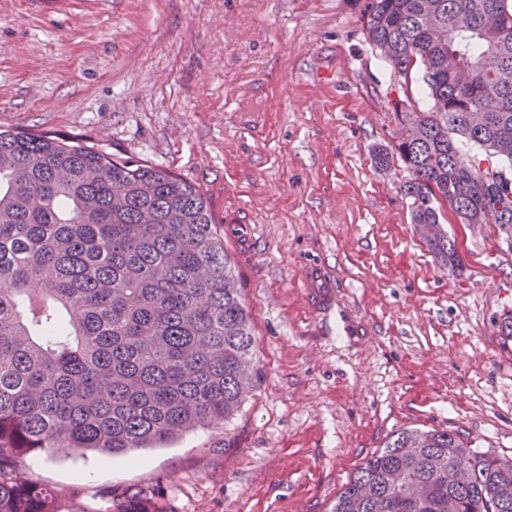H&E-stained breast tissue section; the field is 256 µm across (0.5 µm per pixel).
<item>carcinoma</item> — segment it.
Returning <instances> with one entry per match:
<instances>
[{
	"label": "carcinoma",
	"instance_id": "carcinoma-1",
	"mask_svg": "<svg viewBox=\"0 0 512 512\" xmlns=\"http://www.w3.org/2000/svg\"><path fill=\"white\" fill-rule=\"evenodd\" d=\"M366 39L394 73H422L430 107L394 102L391 143L426 245L451 266L445 224L497 225L512 249V0H368ZM250 312L220 225L159 165L46 133L0 131V512H79L80 493L27 473L35 450L112 457L226 430L256 386ZM468 482L448 487V466ZM512 512V460L457 432L403 429L366 458L332 512ZM108 512H164L114 491Z\"/></svg>",
	"mask_w": 512,
	"mask_h": 512
}]
</instances>
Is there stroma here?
Here are the masks:
<instances>
[{
	"label": "stroma",
	"mask_w": 512,
	"mask_h": 512,
	"mask_svg": "<svg viewBox=\"0 0 512 512\" xmlns=\"http://www.w3.org/2000/svg\"><path fill=\"white\" fill-rule=\"evenodd\" d=\"M368 0H0V129L90 142L205 196L239 274L260 375L223 431L114 459L26 458L33 480L161 488L165 512H331L395 431L461 433L512 458V251L448 226L444 265L411 222L388 102L427 109L366 39ZM279 101L268 109L267 98ZM338 282L322 319L302 278Z\"/></svg>",
	"instance_id": "1"
}]
</instances>
